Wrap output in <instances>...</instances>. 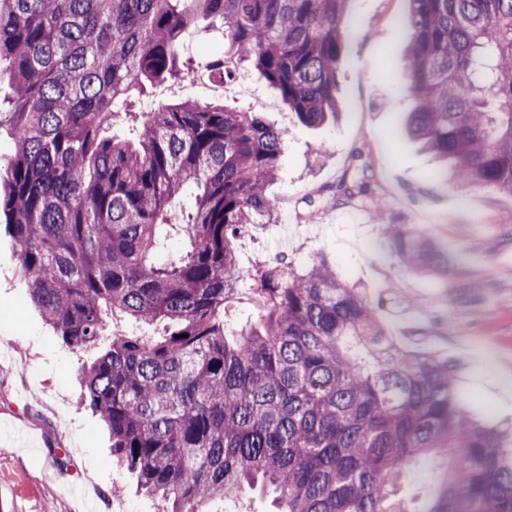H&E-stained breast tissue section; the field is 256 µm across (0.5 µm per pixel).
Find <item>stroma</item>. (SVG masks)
<instances>
[{
    "instance_id": "stroma-1",
    "label": "stroma",
    "mask_w": 512,
    "mask_h": 512,
    "mask_svg": "<svg viewBox=\"0 0 512 512\" xmlns=\"http://www.w3.org/2000/svg\"><path fill=\"white\" fill-rule=\"evenodd\" d=\"M409 0H351L357 26L344 41L339 122L301 125L278 95L257 108L234 93L223 101L257 111L288 131L269 192L276 221L252 225L233 246L239 266L277 259L303 267L323 256L358 284L390 335L457 360L458 386L479 418L512 423V196L434 179L432 156L403 130L410 103L403 56ZM366 191L344 196L358 169ZM428 228L473 274L495 282L473 305L457 307L450 288L411 274L387 253L384 227ZM13 238L0 223V512H163L112 457V439L84 407L79 373L93 352L62 345L30 299ZM439 460L424 456L406 472L401 494L423 512L437 489Z\"/></svg>"
}]
</instances>
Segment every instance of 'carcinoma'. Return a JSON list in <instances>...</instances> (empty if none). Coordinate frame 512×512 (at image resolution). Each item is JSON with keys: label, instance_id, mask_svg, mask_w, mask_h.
I'll list each match as a JSON object with an SVG mask.
<instances>
[{"label": "carcinoma", "instance_id": "carcinoma-1", "mask_svg": "<svg viewBox=\"0 0 512 512\" xmlns=\"http://www.w3.org/2000/svg\"><path fill=\"white\" fill-rule=\"evenodd\" d=\"M347 2L0 0L13 90L0 213L57 336L105 347L80 373L87 407L166 512H208L260 478L278 512H410L397 488L421 455L446 462L423 512H512V448L463 402L456 360L398 344L324 257L239 267L238 231L273 217L288 132L195 98L133 111L146 85L195 71L182 37L219 20L210 77L246 63L303 125L339 119ZM409 2L407 135L441 164L435 176L512 195V0ZM118 123L134 139L106 135ZM385 230L402 268L448 279L428 232ZM493 277L458 276L452 302L476 303ZM247 280L260 320L232 330ZM121 322L153 335L114 331Z\"/></svg>", "mask_w": 512, "mask_h": 512}]
</instances>
